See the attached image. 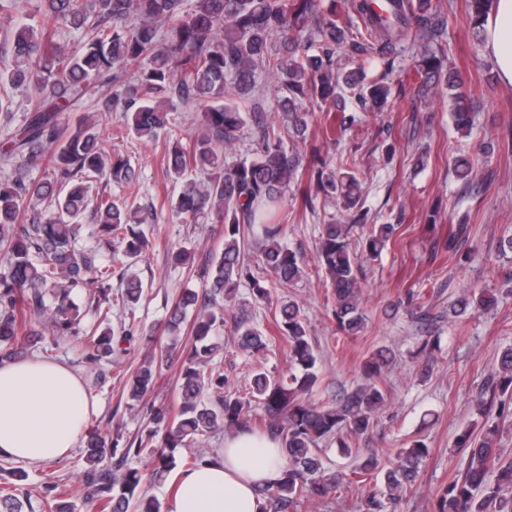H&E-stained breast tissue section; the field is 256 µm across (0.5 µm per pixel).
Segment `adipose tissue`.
Segmentation results:
<instances>
[{
	"mask_svg": "<svg viewBox=\"0 0 512 512\" xmlns=\"http://www.w3.org/2000/svg\"><path fill=\"white\" fill-rule=\"evenodd\" d=\"M484 29L498 76L512 86V0H493ZM91 412L81 380L66 365L40 358L0 363V458L38 465L64 457ZM283 462L269 437L227 435L217 462L181 475L167 512H265L257 488L274 480Z\"/></svg>",
	"mask_w": 512,
	"mask_h": 512,
	"instance_id": "obj_1",
	"label": "adipose tissue"
}]
</instances>
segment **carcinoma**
<instances>
[{
  "instance_id": "obj_1",
  "label": "carcinoma",
  "mask_w": 512,
  "mask_h": 512,
  "mask_svg": "<svg viewBox=\"0 0 512 512\" xmlns=\"http://www.w3.org/2000/svg\"><path fill=\"white\" fill-rule=\"evenodd\" d=\"M470 27L480 32L490 0H466ZM38 16L18 20L6 31L13 65L0 68V85L25 86L33 99L29 115L13 136L0 145V164L11 169L10 184L0 188V360H14L26 345L41 340L36 319L51 336L45 354L64 336L79 333L82 315L72 298L74 288L102 294L95 313L108 320L107 298L112 267L98 251L118 242L128 266L148 260L150 243L140 225V207L100 197L91 217L96 221L98 250L76 248L87 205L90 181L104 179L130 188L137 180L130 159L102 147L101 131L120 110L129 132L146 143L164 141L162 165L179 187L170 209L188 224L224 225V247L200 266L182 248L165 247L167 260L182 265L199 280L201 289L184 287L165 319L166 342L133 370L128 400L140 403L154 388L163 368L178 365L176 408L150 407L146 433L132 441L122 458H145L149 466H112L117 445L111 434L94 430L86 445L87 468L79 477L83 497L99 512H160L147 495L148 483L165 481L178 468L215 461L198 441L215 432L254 431L279 442L285 467L270 484L258 487L266 512H312L318 502L352 484L383 474V488L364 498V512H389L400 493L417 481L429 448L415 440L394 453L384 467L377 455L363 454L349 439L367 434L375 412L386 401L376 380L393 364L388 349H378L361 367L362 383L337 406L311 401L319 376L317 355L298 304L279 302L274 317L288 347V376L271 374L259 361L269 338L252 324L247 308L227 315L237 289L246 283L256 303H273L264 274L282 287L305 275L304 260L283 242L279 212L286 198H301L316 209L331 198L347 210L357 207L360 181L349 167L338 168L325 158L299 178V152L284 143L288 136L306 142L309 109H345L342 86L352 90L354 110L382 112L389 104L395 60L410 29H416L419 60L416 70L433 84L446 82L454 92L452 117L460 130L471 115L463 106L454 72L430 49L448 26L436 0H351L359 20L336 14V0H34ZM81 31V46L69 53L54 43L59 30ZM373 59L378 75L365 81L361 68L340 72V61ZM284 93L277 108L266 112L261 99L267 84ZM116 88L103 95L93 112L76 123L68 112L90 88ZM253 112L245 120V105ZM179 103L195 112L197 131L190 147L168 134L169 112ZM252 153L233 157L244 136ZM42 166L46 177L28 178ZM49 200L51 208L29 209L32 198ZM393 224H374L363 241L362 254L376 257L393 240ZM261 258L253 271L246 251ZM318 262L332 287L333 316L345 336L360 335L367 316L361 306L359 257L348 226L325 224L317 246ZM143 293L136 277L126 280L123 304L134 306ZM495 298L485 292L464 294L451 306L460 315L469 309L489 312ZM193 319L186 321L187 312ZM239 348L256 360L248 388H226L223 371L213 363L223 349L220 332L227 320ZM134 324L105 327L90 333L89 359L112 357L131 341ZM512 348L501 351L497 364L478 391V414L493 424L463 428L455 448L467 457L465 470L437 497L436 512H512V458L497 448L501 428L512 421ZM336 440L354 457L352 477L327 473L319 443ZM41 512H76L72 487L65 482L46 486Z\"/></svg>"
}]
</instances>
